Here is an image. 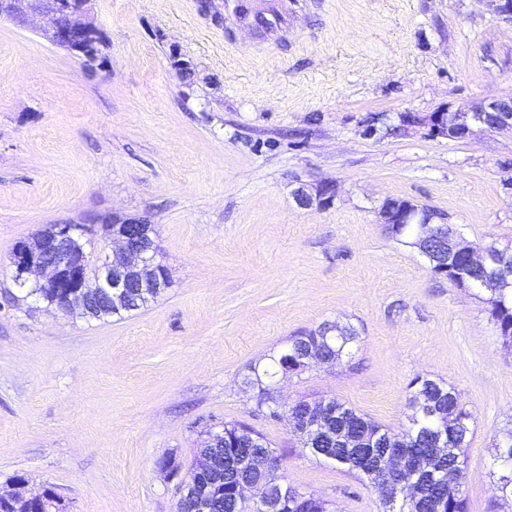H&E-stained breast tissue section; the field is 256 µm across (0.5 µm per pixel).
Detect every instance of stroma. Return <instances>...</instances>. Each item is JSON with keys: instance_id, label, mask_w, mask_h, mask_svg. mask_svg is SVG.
<instances>
[{"instance_id": "obj_1", "label": "stroma", "mask_w": 512, "mask_h": 512, "mask_svg": "<svg viewBox=\"0 0 512 512\" xmlns=\"http://www.w3.org/2000/svg\"><path fill=\"white\" fill-rule=\"evenodd\" d=\"M224 2L93 0L91 62L0 20V491L20 476L67 512H175L159 461L241 422L285 449L292 486L382 512L243 384L290 336L348 322L351 355L281 380L282 402L333 397L399 431L410 382L443 379L474 415L469 512H512L493 489L512 346L484 294L432 273L377 216L406 199L470 243L512 245V129L397 127L512 98V21L489 0H282L274 40ZM322 182L329 206L296 205ZM112 218L155 229L170 274L156 302L99 321L21 298L18 242Z\"/></svg>"}]
</instances>
